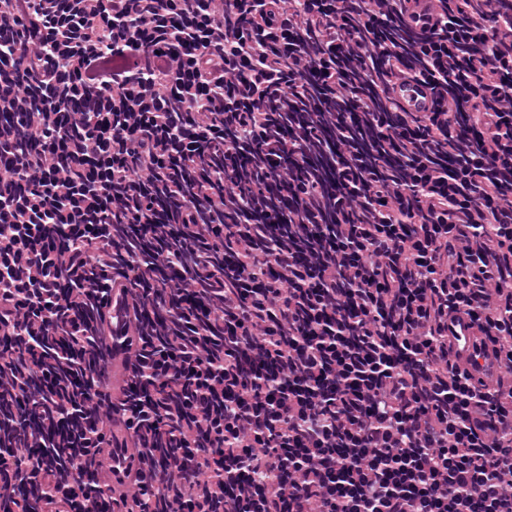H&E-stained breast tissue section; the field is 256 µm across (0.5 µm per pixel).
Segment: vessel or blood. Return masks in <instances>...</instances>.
Returning <instances> with one entry per match:
<instances>
[{"label":"vessel or blood","instance_id":"obj_1","mask_svg":"<svg viewBox=\"0 0 512 512\" xmlns=\"http://www.w3.org/2000/svg\"><path fill=\"white\" fill-rule=\"evenodd\" d=\"M397 99L412 112H427L433 106V98L428 87L417 81L398 84L395 89ZM136 304L133 288L123 281L117 282L110 295L106 331L112 337V383L121 386L123 364L136 346L137 338L128 329V316ZM453 360L465 366L475 381L487 380L495 372L496 361L491 349L486 348L485 338L477 325L466 316L459 317L448 330ZM125 424L121 420L112 423V445L103 449L102 457L112 466L113 482H120L131 460L123 448Z\"/></svg>","mask_w":512,"mask_h":512}]
</instances>
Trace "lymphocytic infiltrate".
I'll return each mask as SVG.
<instances>
[{"label":"lymphocytic infiltrate","instance_id":"obj_1","mask_svg":"<svg viewBox=\"0 0 512 512\" xmlns=\"http://www.w3.org/2000/svg\"><path fill=\"white\" fill-rule=\"evenodd\" d=\"M413 2L0 0L10 512H512V0ZM395 95L410 112H427L434 106L428 87L417 81L398 84L395 89ZM137 300L133 288L123 281L112 287L108 304L106 331L112 336V385L114 393L120 392L123 379V364L136 346L137 337L127 329L128 316ZM448 341L453 360L470 370L475 381H487L495 372L496 360L491 348L485 349V336L468 316H461L450 325ZM124 429L123 421L119 419L112 421V448H103L102 451L105 463L112 464V488L114 489L120 486L124 470L129 465L135 466V462L128 458V454L123 448Z\"/></svg>","mask_w":512,"mask_h":512}]
</instances>
